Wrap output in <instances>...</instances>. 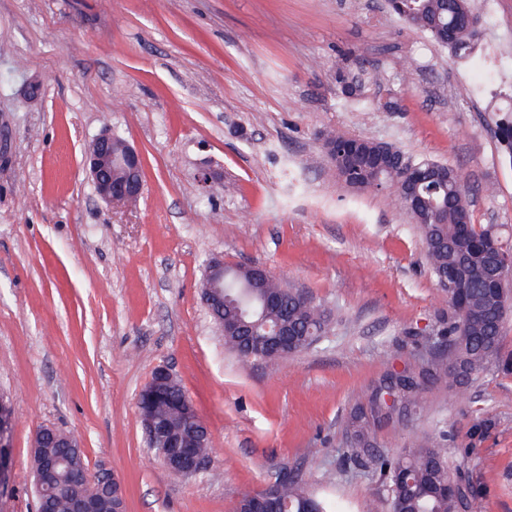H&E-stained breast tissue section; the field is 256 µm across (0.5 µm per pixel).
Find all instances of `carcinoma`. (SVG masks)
Returning a JSON list of instances; mask_svg holds the SVG:
<instances>
[{
	"instance_id": "obj_1",
	"label": "carcinoma",
	"mask_w": 512,
	"mask_h": 512,
	"mask_svg": "<svg viewBox=\"0 0 512 512\" xmlns=\"http://www.w3.org/2000/svg\"><path fill=\"white\" fill-rule=\"evenodd\" d=\"M388 6L392 14L429 33L455 57L466 58L471 54L478 25L471 0H388ZM494 134L512 161V114L495 121ZM356 143L366 153H383L384 163L378 169L353 174L334 157L332 161L339 177L362 191L388 182L399 187L401 204L420 228L430 269L439 287L448 293V326L442 328L441 334L448 337L451 348L434 366L460 383L482 374L494 363H507L508 357L502 354L503 325L512 308L508 304L512 283H502L494 299L487 292V248L501 244V240L494 225L472 223L462 173L436 162H413L391 145L383 147L379 142L363 139ZM244 289L260 308L269 296L280 297L279 307L265 316L252 317L258 332H263L264 324L288 315V321L302 332L294 346L297 352L324 333L323 314L312 298L299 289L282 287L273 278L259 285L240 265H224L223 319L235 321L239 311L245 310L241 299ZM457 293L467 300L470 316L466 319L458 312L454 299ZM224 343L246 361L277 362L255 349L241 346L234 336H224ZM450 364L457 371L448 370ZM415 377L409 368L387 374L372 392L368 404H359L350 413L347 426L354 438V456L369 446L373 423L418 404L423 388L415 382ZM186 400L187 395L175 383L166 398L155 404L154 410L181 442L191 447L199 425L181 412ZM447 442L448 433L440 430L432 439L403 454L373 458L375 469L388 481L389 512H455L454 497L448 493ZM62 452L51 439L37 443L32 449L33 468H38L44 458ZM85 472L84 453L69 452L67 462L59 470L56 488L49 494L55 512H65L69 500L88 491ZM279 495L281 512H334L327 501L309 493L295 477L279 483Z\"/></svg>"
}]
</instances>
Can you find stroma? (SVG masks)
<instances>
[{
    "mask_svg": "<svg viewBox=\"0 0 512 512\" xmlns=\"http://www.w3.org/2000/svg\"><path fill=\"white\" fill-rule=\"evenodd\" d=\"M472 5L478 45L457 59L387 0H0V393L15 413L0 512H35L42 426L78 436L89 471L112 468L128 512H235L283 472L338 512H388L344 417L407 351L433 358L448 297L393 187L346 186L323 137L460 170L473 223L512 237V162L493 135L512 109V0ZM105 131L142 158L136 204L107 205L85 172ZM213 259L308 293L326 336L242 362L202 300ZM161 365L211 432L193 477L145 441L137 398ZM479 417L492 424L471 449ZM439 426L484 512H512V373L425 381L419 406L374 427L373 452Z\"/></svg>",
    "mask_w": 512,
    "mask_h": 512,
    "instance_id": "35a3bbf8",
    "label": "stroma"
}]
</instances>
